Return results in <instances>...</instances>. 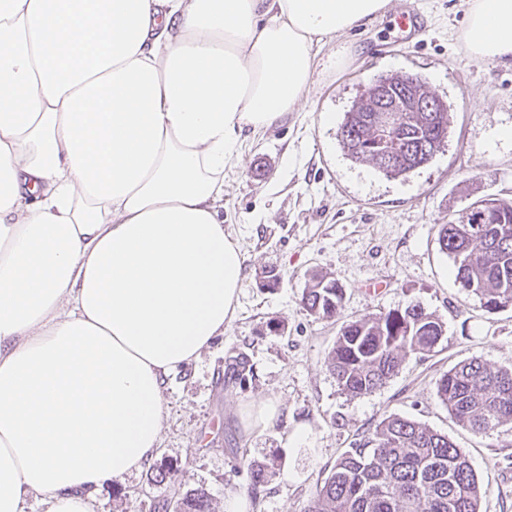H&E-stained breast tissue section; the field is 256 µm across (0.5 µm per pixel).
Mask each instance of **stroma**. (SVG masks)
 Returning <instances> with one entry per match:
<instances>
[{
  "label": "stroma",
  "mask_w": 512,
  "mask_h": 512,
  "mask_svg": "<svg viewBox=\"0 0 512 512\" xmlns=\"http://www.w3.org/2000/svg\"><path fill=\"white\" fill-rule=\"evenodd\" d=\"M467 9V0H389L383 16L321 49L298 111L252 135L225 168L220 213L246 258L236 317L169 379L152 464L99 488L95 512H156L193 489L210 494L213 512L232 493L247 495L252 512H303L337 458L389 415L448 435L488 488L482 512H512V423L473 435L435 395L460 360L512 367V309L487 312L438 243L444 217L487 196L512 201V143L494 137L512 125V67L472 59L461 36ZM408 11L419 29L410 40L397 25ZM341 48V67H323ZM397 71L428 80L449 106L450 127L429 164L390 179L344 155L336 123L364 83ZM270 269L280 278L274 289L262 285ZM316 273L345 288L338 318L316 319L300 303ZM410 304L444 322L437 346L408 354L379 390L343 393L326 366L342 323ZM239 355L251 369L243 382L233 369ZM265 399L278 403L277 423L244 431L242 414ZM271 458L273 475L252 489L247 461ZM161 468L174 472L172 483H156Z\"/></svg>",
  "instance_id": "1"
}]
</instances>
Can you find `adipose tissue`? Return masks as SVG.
<instances>
[{"mask_svg":"<svg viewBox=\"0 0 512 512\" xmlns=\"http://www.w3.org/2000/svg\"><path fill=\"white\" fill-rule=\"evenodd\" d=\"M387 2L0 0V512H93L150 465L167 378L236 315L225 166ZM462 36L512 62V0Z\"/></svg>","mask_w":512,"mask_h":512,"instance_id":"ef3b65f1","label":"adipose tissue"}]
</instances>
